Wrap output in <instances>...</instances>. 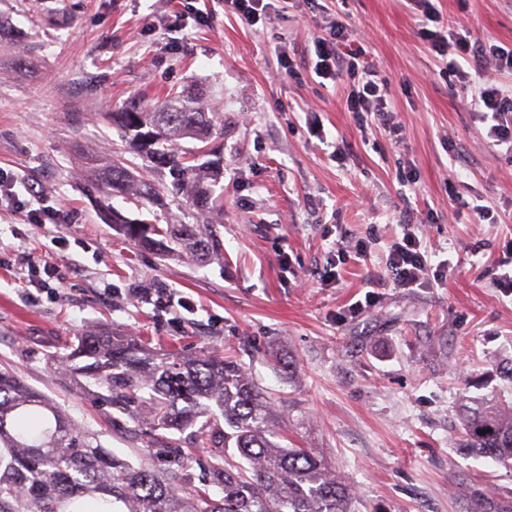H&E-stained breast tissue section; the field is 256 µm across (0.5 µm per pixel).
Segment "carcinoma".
Here are the masks:
<instances>
[{
	"label": "carcinoma",
	"mask_w": 512,
	"mask_h": 512,
	"mask_svg": "<svg viewBox=\"0 0 512 512\" xmlns=\"http://www.w3.org/2000/svg\"><path fill=\"white\" fill-rule=\"evenodd\" d=\"M221 113L182 93L170 92L150 107L128 100L105 118L120 129L126 146L168 170L201 219L168 224L105 211L110 224L141 247L172 251L177 243L195 256L210 254L209 225L224 223L214 208L213 187L224 156L211 147L224 133ZM196 146L186 151L180 141ZM88 191L102 197L132 195L157 204L165 185L134 174L113 157L92 168ZM85 363L75 370L110 394L112 405L132 413L147 405L153 418L148 443L165 458L160 469L133 465L102 447L97 435L79 436L45 396L8 371H0V512H356V499L328 463L306 448L273 441L277 415L238 364L206 356L192 361L147 357L136 341L104 334L82 336L62 359ZM193 429L194 448L208 449L213 499L186 484L184 457L169 449L172 434ZM464 447L475 457L512 463V406L493 396L468 400L463 414ZM460 512H512V492L471 486Z\"/></svg>",
	"instance_id": "cac0c4a2"
}]
</instances>
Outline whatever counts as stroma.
Listing matches in <instances>:
<instances>
[{"label":"stroma","mask_w":512,"mask_h":512,"mask_svg":"<svg viewBox=\"0 0 512 512\" xmlns=\"http://www.w3.org/2000/svg\"><path fill=\"white\" fill-rule=\"evenodd\" d=\"M442 22L512 46V0H435ZM0 168L24 175L70 212L31 224L0 211V369L60 407L79 430L132 463L149 457L133 427L59 362L78 337L137 339L151 356L237 362L279 416L283 445L325 456L360 512H459L456 480L507 493L512 469L461 447L463 398L512 401V295L494 285L512 240V157L473 118L471 89L450 86L407 0H277L266 25L243 26L224 0H0ZM340 16L391 91L390 134L357 118L353 78L319 83L309 46ZM287 58L281 72L279 58ZM198 89L224 114V221L203 261L135 245L103 206L152 223L191 224L186 197L163 205L87 196L89 159L121 156L135 174L168 172L129 151L103 113ZM344 143V162L330 146ZM490 208L495 223L471 210ZM445 279L394 286L386 271L404 221ZM368 256L338 262L337 247ZM66 270L58 296L25 298L15 254ZM340 278L321 281L330 263ZM191 310L170 306L167 292ZM375 293V305L353 303Z\"/></svg>","instance_id":"1"}]
</instances>
